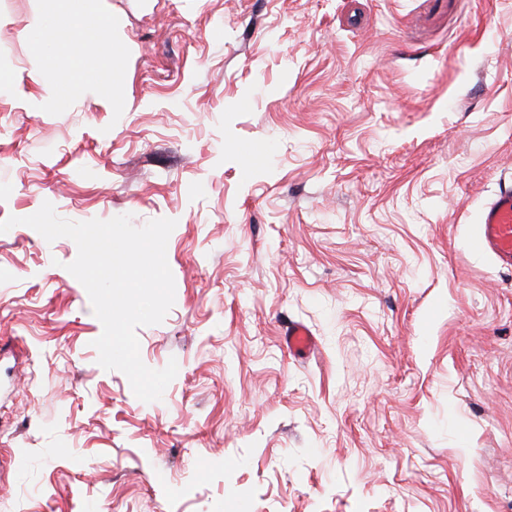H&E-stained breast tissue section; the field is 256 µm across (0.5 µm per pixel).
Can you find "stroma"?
I'll use <instances>...</instances> for the list:
<instances>
[{
  "label": "stroma",
  "instance_id": "obj_1",
  "mask_svg": "<svg viewBox=\"0 0 512 512\" xmlns=\"http://www.w3.org/2000/svg\"><path fill=\"white\" fill-rule=\"evenodd\" d=\"M83 6L108 92L57 101L28 32L64 0H0V512H512V268L468 248L512 185V0ZM46 202L176 220L161 400L99 365ZM285 344L289 352L303 355L313 353L317 348L313 333L302 323H294L288 327Z\"/></svg>",
  "mask_w": 512,
  "mask_h": 512
}]
</instances>
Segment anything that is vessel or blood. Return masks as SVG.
<instances>
[{"mask_svg":"<svg viewBox=\"0 0 512 512\" xmlns=\"http://www.w3.org/2000/svg\"><path fill=\"white\" fill-rule=\"evenodd\" d=\"M471 248L492 256L501 265L512 267V187L501 188L482 208ZM285 344L290 352L310 354L317 342L304 324L289 326Z\"/></svg>","mask_w":512,"mask_h":512,"instance_id":"b4317fda","label":"vessel or blood"}]
</instances>
